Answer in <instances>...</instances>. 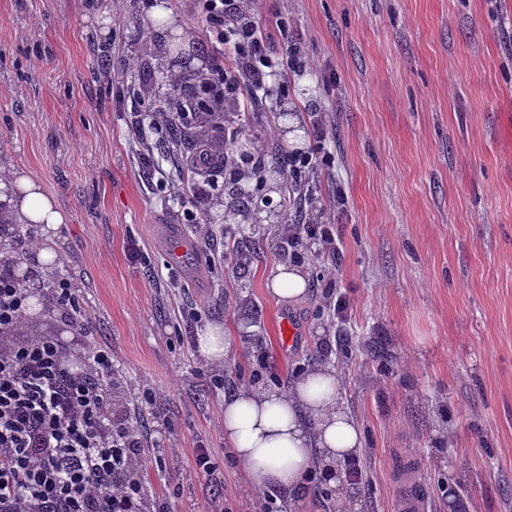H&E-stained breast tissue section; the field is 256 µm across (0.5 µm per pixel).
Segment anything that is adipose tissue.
<instances>
[{
	"label": "adipose tissue",
	"mask_w": 512,
	"mask_h": 512,
	"mask_svg": "<svg viewBox=\"0 0 512 512\" xmlns=\"http://www.w3.org/2000/svg\"><path fill=\"white\" fill-rule=\"evenodd\" d=\"M0 214L13 224L40 226L36 263L45 272L57 266V231L69 216L24 170L0 175ZM195 344L201 357L216 365L236 349L232 332L220 324L200 329ZM221 426L252 487L290 496L301 493L314 474L340 487V463L361 448V434L341 404L336 373L325 365L310 368L281 392L255 386L226 396Z\"/></svg>",
	"instance_id": "1"
}]
</instances>
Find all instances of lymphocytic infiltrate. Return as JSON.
Wrapping results in <instances>:
<instances>
[{
	"label": "lymphocytic infiltrate",
	"mask_w": 512,
	"mask_h": 512,
	"mask_svg": "<svg viewBox=\"0 0 512 512\" xmlns=\"http://www.w3.org/2000/svg\"><path fill=\"white\" fill-rule=\"evenodd\" d=\"M195 4L209 33L229 51L213 57L198 86L241 112L254 111L271 90L287 94L292 76L308 65L306 52L266 31L257 0ZM314 138L312 150L288 151L282 170L289 180L333 165L325 128L315 127ZM218 187L215 179L195 185L183 204L186 221L215 255L217 235L200 209ZM32 245L17 230L0 244V512H172L170 497L144 501L141 472L165 471L166 463L147 450L138 428L112 418V349L90 343L94 323L78 283L61 277L38 289L10 273L14 253ZM36 295L66 311L80 349L48 333L25 332L28 302Z\"/></svg>",
	"instance_id": "1"
}]
</instances>
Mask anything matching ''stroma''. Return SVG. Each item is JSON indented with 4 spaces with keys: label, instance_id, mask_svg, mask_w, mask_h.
<instances>
[{
    "label": "stroma",
    "instance_id": "35a3bbf8",
    "mask_svg": "<svg viewBox=\"0 0 512 512\" xmlns=\"http://www.w3.org/2000/svg\"><path fill=\"white\" fill-rule=\"evenodd\" d=\"M167 2L194 40L161 56L147 8L128 0H0V162L28 170L70 216L58 269L77 278L95 342L112 348V416L134 419L167 464L148 495L170 494L174 512H209L216 498L260 512L220 421L262 353L263 383L279 390L313 365L335 368L362 439L351 512H395L409 465L427 512H512V0H261V19H286L312 68L291 80L288 117L229 112L224 126L285 152L313 146L322 123L335 157L310 174L304 209L329 222L340 254L305 256L296 300L265 287L285 213L241 225L257 247L240 275L186 224L167 142L150 140L169 189L140 166L129 91L143 68L184 76L219 50L193 0ZM173 239L187 249L178 267ZM331 293L348 297L346 319ZM285 315L300 331L286 350ZM213 323L248 338L220 389L194 347ZM145 387L160 393L156 413L136 407ZM196 440L222 485L196 473Z\"/></svg>",
    "mask_w": 512,
    "mask_h": 512
}]
</instances>
